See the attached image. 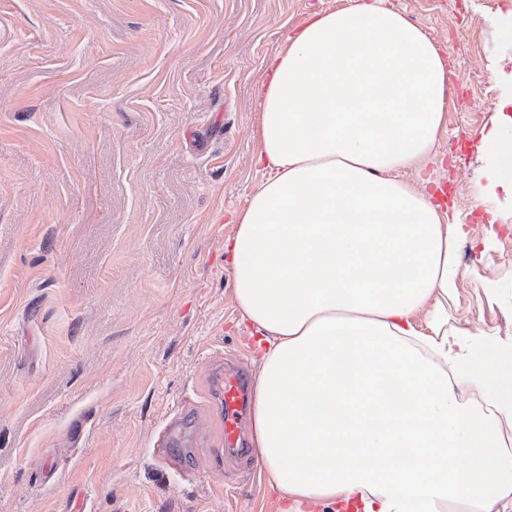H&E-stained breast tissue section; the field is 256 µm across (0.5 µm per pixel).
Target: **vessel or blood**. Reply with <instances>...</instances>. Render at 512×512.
<instances>
[{"label":"vessel or blood","mask_w":512,"mask_h":512,"mask_svg":"<svg viewBox=\"0 0 512 512\" xmlns=\"http://www.w3.org/2000/svg\"><path fill=\"white\" fill-rule=\"evenodd\" d=\"M250 387L251 378L248 372L236 366H225L224 390L220 394L225 457L241 459L248 454L244 420Z\"/></svg>","instance_id":"vessel-or-blood-1"}]
</instances>
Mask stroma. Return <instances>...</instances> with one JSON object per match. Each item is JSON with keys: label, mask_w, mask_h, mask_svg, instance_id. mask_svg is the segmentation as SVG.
Wrapping results in <instances>:
<instances>
[{"label": "stroma", "mask_w": 512, "mask_h": 512, "mask_svg": "<svg viewBox=\"0 0 512 512\" xmlns=\"http://www.w3.org/2000/svg\"><path fill=\"white\" fill-rule=\"evenodd\" d=\"M356 0H0V512H276L224 456L214 370L256 373L228 219L255 163L266 59ZM443 53L448 108L399 176L471 213L448 324L512 348V208L479 217L512 0H387ZM180 439L162 459L168 426Z\"/></svg>", "instance_id": "stroma-1"}]
</instances>
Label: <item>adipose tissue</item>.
I'll return each mask as SVG.
<instances>
[{"label":"adipose tissue","mask_w":512,"mask_h":512,"mask_svg":"<svg viewBox=\"0 0 512 512\" xmlns=\"http://www.w3.org/2000/svg\"><path fill=\"white\" fill-rule=\"evenodd\" d=\"M483 132V221L512 207V72ZM256 163L224 262L261 367L251 443L279 512H512V350L448 327L466 217L398 176L448 69L385 0L310 15L266 62ZM427 310L429 333L413 316ZM456 370L480 392L462 403Z\"/></svg>","instance_id":"obj_1"}]
</instances>
